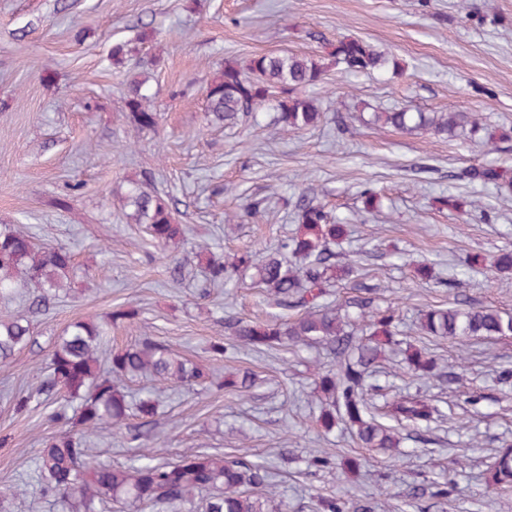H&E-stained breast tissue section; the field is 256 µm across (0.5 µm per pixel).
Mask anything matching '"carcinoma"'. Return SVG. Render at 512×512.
Listing matches in <instances>:
<instances>
[{
    "mask_svg": "<svg viewBox=\"0 0 512 512\" xmlns=\"http://www.w3.org/2000/svg\"><path fill=\"white\" fill-rule=\"evenodd\" d=\"M324 55L270 54L251 58L246 64H224V70L210 78L205 87L206 117L212 124H235L243 117L267 109L277 113L286 130L315 125L321 112L308 88L323 79L333 65H343L351 74L398 73L397 61L358 38L344 37L325 43ZM136 131L152 130L157 113L151 104L146 81H131L126 101ZM366 124L391 127L412 134L431 133L453 138L467 130L473 136L482 131L471 114L463 111L422 112L409 106L372 112ZM468 183L512 188V170L493 164H471L457 175ZM132 207L129 219L143 224L153 241L164 246L182 235L169 202L142 184L133 185L127 196ZM439 204L460 216L472 203L455 195H443ZM292 236L283 240L277 254L256 266L257 283L267 288L278 305L301 309L290 322L271 321L258 325L236 319L231 335L236 342L256 350L277 349L324 342L336 355L335 368L318 377V389L326 406L318 418L329 431L340 419L350 424L362 447L386 453L398 447L397 428L431 431L445 413L435 401L419 392L390 394V387L376 380L379 360L385 352L405 347V362L415 376L426 381L434 376L435 360L425 351L403 344L396 309L371 307V301L354 299L346 307L356 309L353 317L341 316L320 300L334 283L349 276L351 268L332 262L331 246L343 233L325 207L300 196L294 202ZM253 263L250 251L208 262L214 283L234 280ZM73 257L62 246H38L32 237L14 224L0 225V296L18 288H32L34 306L66 287ZM420 334L463 341L470 337L506 339L512 337V313L493 307L450 306L431 308L420 314ZM104 328L92 321H76L53 347L47 375L41 383L46 393L62 392L69 405L55 412L53 420L62 431L45 440L39 456L41 491L58 501L62 512H93L95 500L109 496L151 512H185L198 497L203 512H267L271 502L270 474L262 464L246 457L227 461L219 454L189 453L176 462H157L147 453L140 461L118 467L92 463L86 454V439L104 425H125L134 416L148 425L157 413L152 395L128 398L123 381L150 375L171 384H204L209 374L189 365L173 350L150 336L137 344L112 353L109 366L98 364L96 350ZM31 342L30 322L19 316L0 321V363ZM388 416L397 426L379 421ZM487 488L512 489V443L495 452ZM319 512H367L352 502L336 497L319 501Z\"/></svg>",
    "mask_w": 512,
    "mask_h": 512,
    "instance_id": "1",
    "label": "carcinoma"
}]
</instances>
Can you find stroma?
<instances>
[{
	"label": "stroma",
	"instance_id": "stroma-1",
	"mask_svg": "<svg viewBox=\"0 0 512 512\" xmlns=\"http://www.w3.org/2000/svg\"><path fill=\"white\" fill-rule=\"evenodd\" d=\"M0 0V224H19L41 243L74 256L69 286L49 307L28 314V290L0 297V320L29 316L32 342L0 368V503L7 512H61L42 496L37 458L61 393L43 394L45 363L73 322L105 320L134 310L113 329L102 355L150 336L171 345L213 375L210 387L127 381L133 396L160 402L140 446L102 427L87 440L91 461L133 463L159 449L177 461L187 451L244 455L268 467L288 512H316L318 497L371 503L373 512H512V494L488 491L483 473L494 450L512 441V395L496 373L512 367V338L458 344L419 336V312L464 298L512 312V271L478 266L461 276L466 258L512 252V193L457 180L475 161L512 167V141L489 146L463 134L442 138L362 125L368 109L404 104L424 112L472 113L489 131L512 127V0ZM356 37L396 58L398 75L345 74L331 67L311 90L323 117L313 128L280 132L273 113L224 128L204 119L205 83L228 62L261 54H315L324 42ZM136 46L124 66L112 63L119 43ZM146 79L158 114L137 134L125 102L133 79ZM143 181L175 208L185 238L159 249L143 225L130 223L122 201L130 181ZM383 191L380 213L363 210L365 184ZM311 192L346 226L335 251L352 277L325 301L341 305L354 285H377L380 305L400 310V330L445 368L463 364L464 387L417 380L400 356L383 360L380 383L439 399L448 417L428 436H411L377 454L362 448L345 423L324 432L317 423L318 373L335 360L325 346L234 350L213 356L212 342H230V318L257 323L292 317L252 273L223 285L209 282L194 247L222 257L251 249L263 255L294 227L290 203ZM473 204L462 219L438 209L445 193ZM261 202L259 214H247ZM430 268L432 280L419 276ZM250 373L248 392L223 381ZM31 393L13 414L6 394ZM477 397L470 405L466 396ZM333 467L314 468L313 451ZM464 456L463 469L450 465ZM454 477L447 498L410 499L415 484Z\"/></svg>",
	"mask_w": 512,
	"mask_h": 512
}]
</instances>
